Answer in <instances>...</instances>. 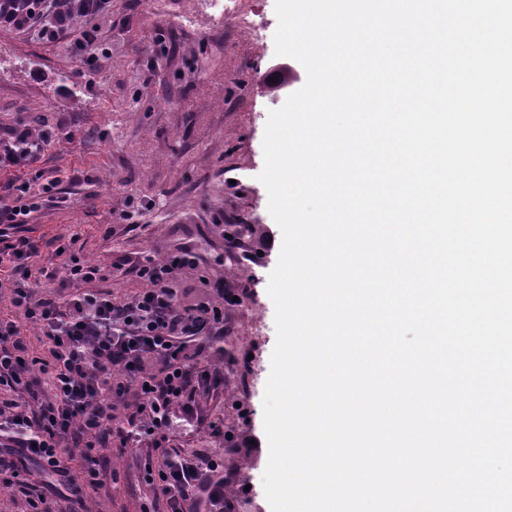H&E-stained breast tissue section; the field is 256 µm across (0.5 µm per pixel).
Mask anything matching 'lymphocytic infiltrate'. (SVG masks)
Returning <instances> with one entry per match:
<instances>
[{"label":"lymphocytic infiltrate","mask_w":512,"mask_h":512,"mask_svg":"<svg viewBox=\"0 0 512 512\" xmlns=\"http://www.w3.org/2000/svg\"><path fill=\"white\" fill-rule=\"evenodd\" d=\"M110 0H0V29L28 31L44 43L69 40L73 55L93 64L98 28L69 39L74 19L93 20ZM57 125L38 131L25 125L0 129V288L10 291L14 316L0 317V485L26 488L24 512H61L56 501L69 475L75 448H84L86 483L105 474L97 456L146 433L167 437L172 409L199 414L196 396L217 383L198 362L197 337L224 333V310L234 293L218 290L209 302L186 306L170 278L173 269L195 266L184 252L139 264L144 286L132 299L114 302L97 288L99 268L81 258L73 240L59 239L58 269L36 266L39 243L30 236L33 213L55 204L62 182L40 162L49 149L71 140ZM39 326L47 356L32 355L20 325ZM134 394V411L117 410ZM146 479L167 512H235L220 458L182 448H163Z\"/></svg>","instance_id":"lymphocytic-infiltrate-1"}]
</instances>
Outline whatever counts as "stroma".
Masks as SVG:
<instances>
[{
	"label": "stroma",
	"instance_id": "35a3bbf8",
	"mask_svg": "<svg viewBox=\"0 0 512 512\" xmlns=\"http://www.w3.org/2000/svg\"><path fill=\"white\" fill-rule=\"evenodd\" d=\"M96 23L92 73L71 55L69 41L45 44L0 30V126L58 124L74 134L45 157V168L64 172L67 201L32 218L42 240L37 263L58 266L53 238L75 234L81 256L101 267L99 285L115 301L141 290L134 268L145 257L184 251L199 264L172 274L183 304L206 301L219 284L238 289L239 304L224 312L223 339L201 341L200 360L221 383L200 396L201 421L171 444L223 447L208 428L223 421L225 433L248 443L224 458V475L239 492L236 512H271L263 486V396L276 344L267 284L281 230L259 175L268 114L305 84L306 71L275 54V0H240L230 15L205 0H111ZM281 68L289 87L278 91L271 77ZM125 209L132 219L119 220ZM228 224L256 225L274 242L242 266L257 240L245 233L230 246ZM151 448L144 436L125 455L102 458L113 480L83 486L74 512H166L143 480Z\"/></svg>",
	"mask_w": 512,
	"mask_h": 512
}]
</instances>
